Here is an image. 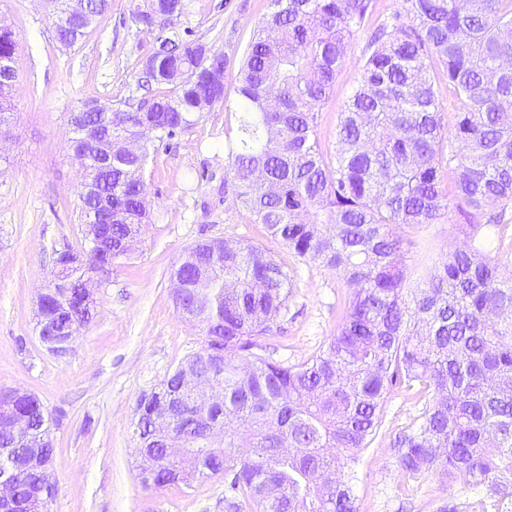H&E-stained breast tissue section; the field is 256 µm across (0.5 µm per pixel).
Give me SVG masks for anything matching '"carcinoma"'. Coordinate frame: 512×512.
<instances>
[{
  "mask_svg": "<svg viewBox=\"0 0 512 512\" xmlns=\"http://www.w3.org/2000/svg\"><path fill=\"white\" fill-rule=\"evenodd\" d=\"M80 30L55 28L70 46L101 16L109 0H87ZM183 0L133 6L151 30L147 11L179 17ZM373 0H272L237 72L240 135L227 146L235 202L255 223L306 264L333 268L350 288L335 336L309 360L291 366L242 352L258 346L288 302V273L261 248L234 239L189 247L172 272L188 282L177 312L198 321L206 346L224 350V403L189 408L173 429L203 460L166 458L149 485L190 489L198 469L230 478L225 512H357L354 464L381 428V403L403 383L421 403L417 424L393 444L401 473H431L481 494V512H498L512 488V276L486 250L482 230L507 232L512 204V0H403V12L376 26L360 79L338 115L336 151L317 132L354 35L371 20ZM18 42L0 27V57ZM148 78L165 91L136 111L89 99L70 112L84 125L134 128L150 120L160 140L195 125L201 103L214 100L209 70H227L224 52L160 39ZM441 69L430 76L431 63ZM458 104L452 129L441 115L442 92ZM147 143L138 155L81 170L83 224H103L101 203L116 222L104 248L66 246L56 252L54 281L38 317L65 307L82 328L94 310L74 289L61 299L58 279L112 273L111 257L150 221L142 187ZM456 179L443 185L442 170ZM456 201L458 230L475 237L469 249L448 251L434 276L412 287L403 263L411 241L393 231L436 224ZM170 374L136 401L135 430L154 433L152 412L175 387ZM53 460L50 419L33 394L16 402Z\"/></svg>",
  "mask_w": 512,
  "mask_h": 512,
  "instance_id": "1",
  "label": "carcinoma"
}]
</instances>
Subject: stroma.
<instances>
[{
    "label": "stroma",
    "instance_id": "stroma-1",
    "mask_svg": "<svg viewBox=\"0 0 512 512\" xmlns=\"http://www.w3.org/2000/svg\"><path fill=\"white\" fill-rule=\"evenodd\" d=\"M132 9L131 0H110L97 25L65 47L54 37L49 0H0V23L19 42L14 120L0 146V389L34 393L56 420L48 512H224V476L190 490H155L142 484L136 468L137 399L205 341L201 325L174 307L173 265L204 239L237 238L271 254L288 273L290 294L257 352L288 366L310 359L334 336L349 290L339 271L288 253L224 188L225 146L238 136L235 74L270 0H184L173 28L227 55V102L156 143L144 172L153 207L148 234L130 256L113 261L98 290L97 314L70 353L47 351L36 327L38 295L51 280L55 250L83 240L67 114L89 98L133 111L153 97L144 85V62L162 32L143 29ZM371 33L367 26L355 35L318 112L327 148L336 146L338 114L357 86ZM407 236L412 245L404 262L414 283L430 278L448 250L468 244L445 220ZM419 409L404 387H391L380 432L357 453V512H441L446 506L479 512L461 483L427 473L408 480L400 472L392 440Z\"/></svg>",
    "mask_w": 512,
    "mask_h": 512
}]
</instances>
